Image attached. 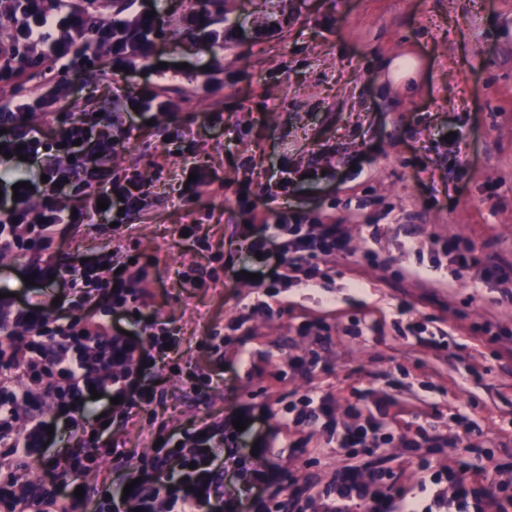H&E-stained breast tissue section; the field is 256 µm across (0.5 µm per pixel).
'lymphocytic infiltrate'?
Segmentation results:
<instances>
[{
  "instance_id": "f902f5d3",
  "label": "lymphocytic infiltrate",
  "mask_w": 512,
  "mask_h": 512,
  "mask_svg": "<svg viewBox=\"0 0 512 512\" xmlns=\"http://www.w3.org/2000/svg\"><path fill=\"white\" fill-rule=\"evenodd\" d=\"M150 0H0V20L11 28L8 40L0 41V251L24 257V276L37 285L57 287L62 295L77 299L79 314L61 318L43 300L29 297L20 302L0 298V505L9 512H156L160 494H167L172 512H223L224 477L217 461L224 457V443L216 431L206 428L194 436L192 447L167 451L173 467L167 479L156 472H142L138 483L125 496L98 497L82 488L84 464L112 455V447L100 445L97 437H85L81 419L109 418L111 406L95 409L92 393L103 398H120V409L132 416L150 404V392L132 391L116 376V369H131L143 360L165 358L172 331L156 318L139 317L138 333L127 336L112 332L87 312L107 300L113 310H122L131 290L133 273L123 269L103 277L100 263L74 266L60 254V226L70 228L93 223L100 212L98 200L110 210L130 212L139 208L146 194L139 176L116 179L106 160L115 142L113 131L131 136L139 118L157 109L167 110L161 86L137 92L116 84L112 97L122 111L102 116L91 112L48 113L46 125L33 123L35 109L51 101L44 85L27 82V71L37 66L49 73L69 74L97 63L95 46L108 47L113 71L149 61L161 50L159 35L164 26L161 14L150 11ZM209 0H188L179 15L183 31L192 38L219 43L224 29L208 9ZM104 12L107 23L89 27L91 13ZM27 87L17 96L16 85ZM73 184L82 191L81 205L70 209L60 202L63 186ZM287 233V244L272 248L270 236ZM271 234L256 237L252 250L260 252L261 280L277 283L284 269L304 272L305 287L316 285L319 263L324 257L345 251L346 240L336 225L321 227L313 237L305 225L296 223L287 209L276 213ZM448 253L457 269L486 276L496 272V286L512 288V263H487L474 250L450 245ZM71 429L74 449L65 458L51 460L49 448L62 439L48 433L44 410ZM363 415V423L336 431V445L358 448V464L345 468L346 488L337 492L325 512H351L359 504L363 512H512V497L474 489L467 469L449 471L447 476L421 480L418 495L407 497L380 488L377 478V442L368 435L381 423L363 412L360 403L351 406ZM41 460L42 474L34 476L30 464Z\"/></svg>"
}]
</instances>
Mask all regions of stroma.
<instances>
[{
	"mask_svg": "<svg viewBox=\"0 0 512 512\" xmlns=\"http://www.w3.org/2000/svg\"><path fill=\"white\" fill-rule=\"evenodd\" d=\"M179 3L155 7L169 19L163 56L183 73L118 76L103 51L98 67L63 81L71 111H121L116 81L165 83L171 103L110 157L113 174L151 182L143 207L82 225L75 242L90 259L116 242V262L137 256L147 275L136 295L176 332L168 359L131 377L153 404L129 420L113 414L121 452L86 485L120 488L159 440L208 424L236 458L224 471L226 512L279 502L324 512L356 451L300 420L312 391L342 425L356 398L381 408L379 467L396 491L417 493L424 460L441 472L512 470V356L502 353L512 294L452 278L441 250L460 235L512 261V0H210L237 29L221 47L182 33ZM274 19L281 26L268 31ZM396 58L415 60L414 76L392 82ZM213 112L222 121L209 122ZM183 124L195 131L186 147L174 139ZM190 156L217 182L184 205ZM285 164L322 177L282 195ZM283 203L348 240V253L326 257L320 287L292 278L264 290L242 275L259 264L250 240ZM185 224L193 234L180 235ZM485 322L489 334L473 333ZM439 331L447 347L431 345Z\"/></svg>",
	"mask_w": 512,
	"mask_h": 512,
	"instance_id": "obj_1",
	"label": "stroma"
}]
</instances>
